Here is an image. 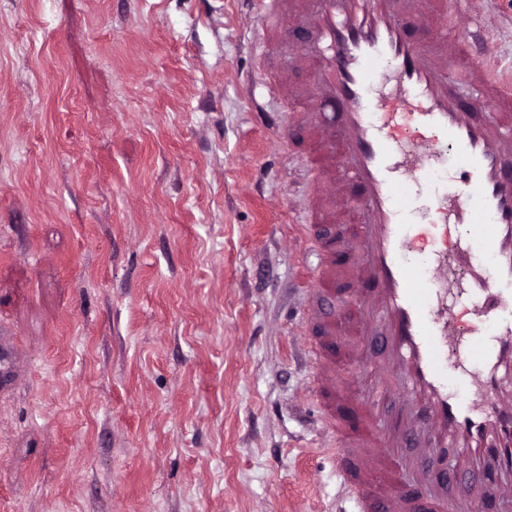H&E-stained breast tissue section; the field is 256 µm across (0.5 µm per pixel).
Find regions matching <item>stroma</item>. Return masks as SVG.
Wrapping results in <instances>:
<instances>
[{"instance_id":"1","label":"stroma","mask_w":512,"mask_h":512,"mask_svg":"<svg viewBox=\"0 0 512 512\" xmlns=\"http://www.w3.org/2000/svg\"><path fill=\"white\" fill-rule=\"evenodd\" d=\"M256 11L0 0V512H353ZM467 16L512 71V0Z\"/></svg>"}]
</instances>
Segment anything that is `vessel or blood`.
<instances>
[{"label": "vessel or blood", "mask_w": 512, "mask_h": 512, "mask_svg": "<svg viewBox=\"0 0 512 512\" xmlns=\"http://www.w3.org/2000/svg\"><path fill=\"white\" fill-rule=\"evenodd\" d=\"M287 13L310 27V84L288 95L335 114L300 118L318 249L306 319L336 476L354 512H449L434 479L460 472L464 503L510 507L512 73L455 0H260L263 28ZM376 328L385 360L364 375ZM410 436L426 458L412 475Z\"/></svg>", "instance_id": "vessel-or-blood-1"}]
</instances>
